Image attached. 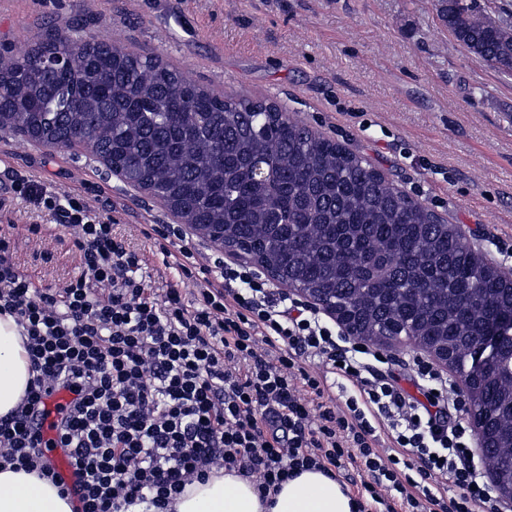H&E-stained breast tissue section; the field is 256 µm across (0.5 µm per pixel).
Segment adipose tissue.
<instances>
[{
    "label": "adipose tissue",
    "instance_id": "1",
    "mask_svg": "<svg viewBox=\"0 0 512 512\" xmlns=\"http://www.w3.org/2000/svg\"><path fill=\"white\" fill-rule=\"evenodd\" d=\"M31 365L10 315H0V417L15 411L30 379ZM174 512H356L348 489L317 469L302 470L282 483L271 503H263L255 485L237 474L211 475L187 485ZM0 512H73L69 497L37 473L0 467Z\"/></svg>",
    "mask_w": 512,
    "mask_h": 512
}]
</instances>
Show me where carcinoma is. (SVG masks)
I'll list each match as a JSON object with an SVG mask.
<instances>
[{
	"label": "carcinoma",
	"mask_w": 512,
	"mask_h": 512,
	"mask_svg": "<svg viewBox=\"0 0 512 512\" xmlns=\"http://www.w3.org/2000/svg\"><path fill=\"white\" fill-rule=\"evenodd\" d=\"M475 0H451L443 17L483 63L512 53V25L469 26ZM66 48L47 77L0 64V128H23L65 148L91 140L188 220L253 249L278 277L347 303L364 332L416 326L470 344L512 311V284L479 265L434 212L406 196L365 158L281 119L271 103L219 97L184 81L159 55L141 57L78 22L46 32L33 55ZM489 432L512 420L495 370L478 382Z\"/></svg>",
	"instance_id": "carcinoma-1"
}]
</instances>
